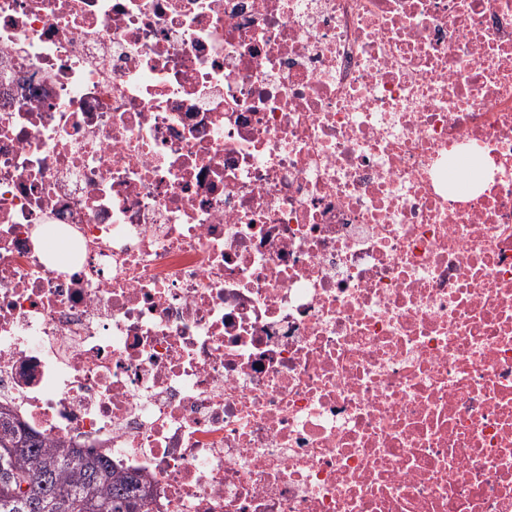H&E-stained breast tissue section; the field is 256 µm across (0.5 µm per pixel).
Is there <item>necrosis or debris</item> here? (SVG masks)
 Returning a JSON list of instances; mask_svg holds the SVG:
<instances>
[{"label": "necrosis or debris", "instance_id": "4bbe7bcc", "mask_svg": "<svg viewBox=\"0 0 512 512\" xmlns=\"http://www.w3.org/2000/svg\"><path fill=\"white\" fill-rule=\"evenodd\" d=\"M0 404L148 512H512V0H0Z\"/></svg>", "mask_w": 512, "mask_h": 512}]
</instances>
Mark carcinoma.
<instances>
[{
  "label": "carcinoma",
  "mask_w": 512,
  "mask_h": 512,
  "mask_svg": "<svg viewBox=\"0 0 512 512\" xmlns=\"http://www.w3.org/2000/svg\"><path fill=\"white\" fill-rule=\"evenodd\" d=\"M139 476L99 456L52 448L0 412V512H147Z\"/></svg>",
  "instance_id": "carcinoma-1"
}]
</instances>
